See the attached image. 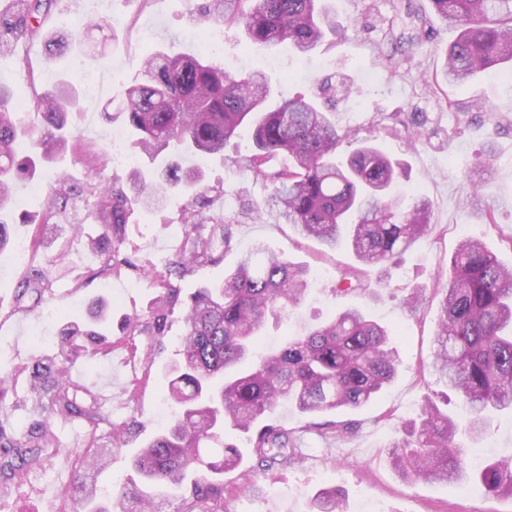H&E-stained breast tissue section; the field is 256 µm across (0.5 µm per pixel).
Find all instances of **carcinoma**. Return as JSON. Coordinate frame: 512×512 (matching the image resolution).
<instances>
[{"label": "carcinoma", "mask_w": 512, "mask_h": 512, "mask_svg": "<svg viewBox=\"0 0 512 512\" xmlns=\"http://www.w3.org/2000/svg\"><path fill=\"white\" fill-rule=\"evenodd\" d=\"M55 0H19L18 11L0 19V54L19 42L40 40L60 54L88 33L75 35L44 29V16ZM320 0H205L196 12L212 27L236 26L249 42L267 47L290 45L300 54L315 49L327 35L349 36L319 5ZM433 15L454 28L457 37L445 52L441 81L453 86L512 62V0H429ZM29 70L9 86L0 84V252L9 243L8 217L16 204L18 181L30 180L37 169L31 156L17 154V99L21 86L32 80ZM271 78L262 69L235 76L214 59L156 50L146 55L138 76L127 85L119 114L141 150L157 162L155 170L138 169L126 183L97 189L90 208L97 223L112 237L90 240L102 249L122 241L134 207L149 209L171 191L189 197L182 224L191 240L188 250L171 261L168 271L183 270L212 260L216 227L228 223L222 211L197 209L205 191L199 170L185 169L176 152L222 155L224 146L243 125L252 128L254 152L241 167L271 189L252 211L260 219L276 215L297 233L330 249L350 242L359 262L343 269L336 296L387 287L382 273L430 230L425 202L404 201L394 194L401 171L387 154L359 132L336 126L312 96L272 99ZM75 104L74 89L64 80L37 97L41 135L35 145L42 156L83 144L67 125V108ZM387 133L413 149L427 136L425 121L416 113L389 116ZM357 147L343 161L336 151L344 142ZM82 190L62 183L44 199L39 223L48 224L67 210ZM155 287L164 289L153 302L150 320L128 321V335L162 334L176 300L164 276L144 269ZM305 267L261 248L246 254L224 277L221 286L198 289L183 314L185 332L179 359L169 370L165 397L177 413L142 448L133 467L155 486L178 489L191 479L192 494L182 499L180 512H219L224 473L244 459L233 433L248 435L258 466L286 467L300 455L294 432L264 423L265 415L287 401L300 412L319 415L359 409L378 398L395 378L398 352L392 333L357 308L287 335L275 349L257 352V344L272 318L288 315L305 297L309 282ZM46 274L40 270L25 281L22 294L42 298ZM440 296L436 329L435 370L449 389L465 402L463 420L440 411L429 395L420 413L400 424L389 444L393 469L407 480L481 486L491 497L512 498V458L488 459L469 468L474 444L482 437L487 414L512 408V269L506 268L476 238L461 242L439 274ZM82 343H77V340ZM106 335L68 320L61 329L58 355L32 366L34 391L50 403L42 407L44 425L37 444L21 441L0 453V488L8 490L22 473L44 468L53 457L51 421L79 410L77 394L61 376V365L88 343L99 346ZM319 434L342 438L349 423H313ZM114 448L93 453L92 470L74 478L65 496L93 503L89 512H112L126 492L100 495L93 473L109 467ZM314 512H344L342 493L326 488L312 500Z\"/></svg>", "instance_id": "cac0c4a2"}]
</instances>
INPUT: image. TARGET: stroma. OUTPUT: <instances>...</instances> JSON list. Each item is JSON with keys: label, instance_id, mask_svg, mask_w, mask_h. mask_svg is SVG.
Wrapping results in <instances>:
<instances>
[{"label": "stroma", "instance_id": "obj_1", "mask_svg": "<svg viewBox=\"0 0 512 512\" xmlns=\"http://www.w3.org/2000/svg\"><path fill=\"white\" fill-rule=\"evenodd\" d=\"M340 23L352 26L346 40L326 43L307 56L287 48L267 51L249 46L242 30H216L195 20L199 0H56L49 25L62 30L74 27L75 19L105 18L113 22L115 37L107 39L102 58L90 59L85 51L72 49L66 57L49 55L41 42L18 44L0 56V82L17 80L21 70L33 73L32 84L23 86L16 118L30 132H38L35 96L66 79L76 90L77 102L68 121L85 143L86 152L68 151L46 164L38 180L16 187V214L38 215L46 192L57 176L68 183L94 189L126 177L127 169L112 164L108 138L121 129V120L105 121L104 112H117L125 85L139 71L146 52L203 54V40L224 44L222 61L227 72L237 75L242 57L253 64H267L276 93L315 95L318 104L343 128L376 129L377 142L403 171L404 190L428 203L431 230L417 240L392 269L390 286L379 296L334 298L331 288L341 270L355 264L349 245L330 250L295 234L291 225L274 217L256 221L251 203L268 194L262 182L249 178L237 161L250 154V129L231 139L223 156L189 158L199 166L207 199L231 201L225 215L229 245H217L212 262L195 266L169 282L177 290L173 313L160 336L129 337L130 318H148L158 290L143 279L141 268L155 266L165 272L170 259L184 246L182 214L185 197L170 193L166 204L140 209L131 217L123 242L112 251L89 250L84 238L100 236L104 228L88 219L84 205H76L53 224H25L18 219L9 227L12 242H25L33 257L28 264L0 273V368L13 378L0 410V427L8 437L25 440L35 433L41 418L31 390V366L35 359H50L57 353L59 332L65 318L93 323L103 313V327L112 346L101 352L83 350L65 362V375L82 407H95L102 414L93 422L80 415L58 418L53 423L58 450L53 464L26 473L0 497V512H57L59 492L81 467L82 455L94 448L117 443L109 468L97 474L98 486L115 488L119 483H140L130 459L161 428L155 411L163 404V385L168 364L175 359L184 331L183 309L198 288L223 280L239 257L258 244L281 253L308 270L311 289L288 322H269V336L284 335L289 326L316 325L348 307L364 309L393 333L399 352L395 380L375 401L356 410H343L312 417L281 403L270 415L271 423L299 432L302 457L294 464L265 473L254 456L224 475V512H311L317 489L339 490L348 512L369 500L378 512H512V500L484 496L477 488H460L438 482L409 481L399 477L388 462V445L398 422L415 417L426 391H442L444 382L433 368L436 317L439 296L436 277L461 239L481 238L489 249L512 266V80L483 74L448 88L449 98L461 109L441 108L427 89L440 56L455 37L453 28L436 23L431 40L414 42L405 52L412 62L398 74L381 70L378 58L392 52L390 31L404 26L391 0H326ZM93 68L101 90L90 95L85 89L82 66ZM354 81L355 91L341 99L342 81ZM485 103L489 112L478 111ZM423 112L428 116L430 139L417 150H407L402 140L377 130L382 114ZM493 145L496 162L492 170L476 171L472 165L483 146ZM493 211L495 223H486L484 211ZM69 261L56 263L59 253ZM47 270L42 299L23 295L20 285L31 270ZM422 289L417 311L404 304L413 289ZM347 421L351 436L324 441L308 432L312 421ZM247 483L248 494H238Z\"/></svg>", "mask_w": 512, "mask_h": 512}]
</instances>
